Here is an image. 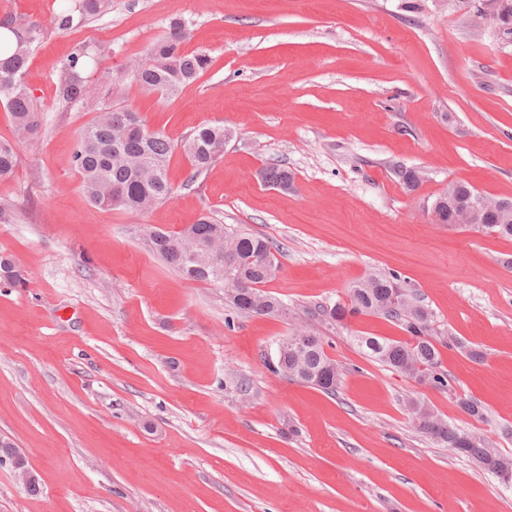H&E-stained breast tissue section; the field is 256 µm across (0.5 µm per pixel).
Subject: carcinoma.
<instances>
[{"mask_svg":"<svg viewBox=\"0 0 512 512\" xmlns=\"http://www.w3.org/2000/svg\"><path fill=\"white\" fill-rule=\"evenodd\" d=\"M111 8L112 0H64L51 23L65 31L75 21L97 17ZM1 27L14 34L16 46L11 55L0 59V106L9 112L13 128L12 138H0V179L14 172L20 144L38 138L41 131L40 108L23 78L31 49L43 34L41 25H17L8 13L0 19ZM189 37L185 19L169 21L166 35L154 42L145 59L130 67L131 78L140 90L168 98L208 71L211 58L206 52L185 49ZM97 64V47L88 43L76 46L61 65L59 101L69 105L83 101L85 73ZM225 140L222 125L203 124L189 134L182 148L193 176L201 175L222 155ZM172 154L171 142L163 134L147 130L138 112L109 106L82 128L71 161L80 176L81 190L95 208L141 214L174 194L168 178ZM261 177L264 183L282 189L293 182L288 168L279 165L264 168ZM476 197L485 204L478 223L492 233L512 238V201L498 205L496 199L466 182L449 183L436 198L433 211L441 224H467L468 216L458 209ZM144 245L184 280L223 286L230 306L242 315H291L277 297L264 290L277 270L279 250L263 236L204 214L178 233L148 231ZM0 282L5 288L25 283V270L11 256H0ZM359 315L382 316L397 324L407 339L355 336L356 345L422 385L434 389L448 386L433 343L432 312L399 275L371 272L349 287L347 301L317 308L319 321L332 328ZM270 369L328 394L337 391L343 376L341 366L325 351L323 338L301 324L281 340L277 365ZM408 409L418 432L476 461L502 481H512V458L501 455L482 434L449 422L418 400H410Z\"/></svg>","mask_w":512,"mask_h":512,"instance_id":"obj_1","label":"carcinoma"}]
</instances>
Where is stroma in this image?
<instances>
[{
    "mask_svg": "<svg viewBox=\"0 0 512 512\" xmlns=\"http://www.w3.org/2000/svg\"><path fill=\"white\" fill-rule=\"evenodd\" d=\"M62 0H0L41 24L24 82L42 136L0 179V251L28 273L0 288V439L38 479L0 461V512H512V484L418 433L416 397L512 457V239L438 223L449 182L512 200V42L439 0H112L66 31ZM210 69L176 97L127 76L171 17ZM115 79L57 99L75 45ZM131 106L175 150L174 193L148 212L93 208L71 153L98 108ZM224 125L223 155L197 180L181 148ZM272 163L292 189L265 185ZM416 169V189L398 173ZM205 212L277 243L265 286L293 311L243 316L219 285L191 283L138 239ZM394 272L433 313L448 386L363 354L353 335L403 339L375 315L322 329L343 369L336 395L273 373L293 319L345 301L370 271ZM480 347L483 361L464 346ZM479 401L482 420L461 398Z\"/></svg>",
    "mask_w": 512,
    "mask_h": 512,
    "instance_id": "1",
    "label": "stroma"
}]
</instances>
